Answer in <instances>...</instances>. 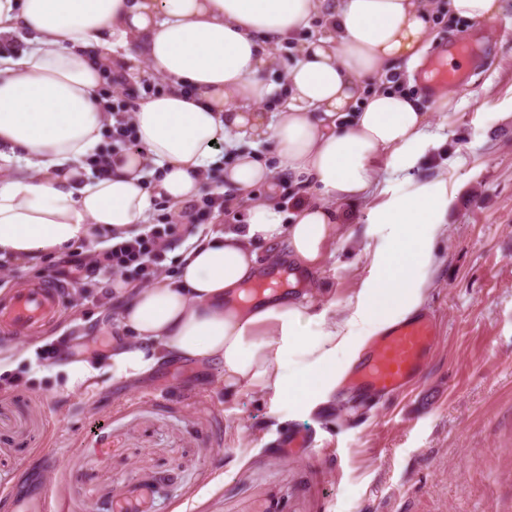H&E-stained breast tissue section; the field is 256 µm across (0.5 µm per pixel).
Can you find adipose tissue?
<instances>
[{
    "label": "adipose tissue",
    "instance_id": "obj_1",
    "mask_svg": "<svg viewBox=\"0 0 512 512\" xmlns=\"http://www.w3.org/2000/svg\"><path fill=\"white\" fill-rule=\"evenodd\" d=\"M322 17L279 86L277 46ZM432 26L423 0H0V259L27 261L135 233L154 204L204 192L244 194L285 178L312 198L285 212L276 196L246 223L190 237L176 278L116 291L130 337L112 373L137 380L168 360L217 363L228 388L274 392L303 408L344 373L339 355L417 310L432 286L434 244L448 207L444 177L413 180L375 204L377 171H407L437 144L432 115L390 78L418 61ZM141 71L165 87L131 112L134 147L96 164L113 124L107 76ZM274 114L262 106L273 97ZM271 144L273 162L259 153ZM233 148L222 184L210 175ZM372 202L385 230L379 275L341 316L313 317L282 294L239 304L257 268L255 245L283 238L296 270L318 269L340 224L338 205Z\"/></svg>",
    "mask_w": 512,
    "mask_h": 512
}]
</instances>
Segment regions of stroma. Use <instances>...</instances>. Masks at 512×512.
<instances>
[{"mask_svg": "<svg viewBox=\"0 0 512 512\" xmlns=\"http://www.w3.org/2000/svg\"><path fill=\"white\" fill-rule=\"evenodd\" d=\"M430 54L470 39L474 62L447 107L414 81L441 149L416 169L380 170L384 198L409 180H448L446 233L422 309L438 337L423 378L359 402L333 388L295 409L268 392L224 385V369L174 362L135 383L103 374L94 390L64 387L41 355L71 360L121 335L112 281L71 289L48 328L0 348L23 360L0 374V512L52 491L59 512H512V0L492 23L448 16ZM343 229L297 294L309 314L341 315L374 275L384 231L369 206L343 205ZM59 256L0 261V289L46 279ZM293 436L322 453L287 450Z\"/></svg>", "mask_w": 512, "mask_h": 512, "instance_id": "1", "label": "stroma"}]
</instances>
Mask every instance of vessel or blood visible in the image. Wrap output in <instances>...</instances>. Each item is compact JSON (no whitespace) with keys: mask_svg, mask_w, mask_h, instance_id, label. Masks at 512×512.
<instances>
[{"mask_svg":"<svg viewBox=\"0 0 512 512\" xmlns=\"http://www.w3.org/2000/svg\"><path fill=\"white\" fill-rule=\"evenodd\" d=\"M63 283L41 281L14 290L0 300V331L27 336L60 309ZM438 335L435 321L415 316L389 327L372 343L349 380L362 394L381 399L401 392L420 378Z\"/></svg>","mask_w":512,"mask_h":512,"instance_id":"obj_1","label":"vessel or blood"}]
</instances>
